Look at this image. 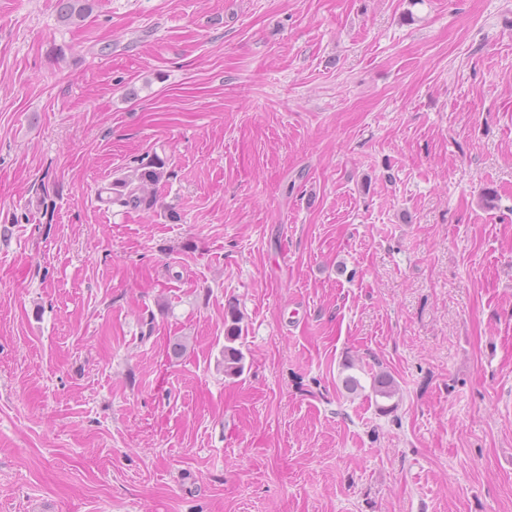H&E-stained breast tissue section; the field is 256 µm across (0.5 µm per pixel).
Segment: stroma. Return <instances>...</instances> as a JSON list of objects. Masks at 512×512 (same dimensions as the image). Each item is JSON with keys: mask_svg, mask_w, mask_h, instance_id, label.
<instances>
[{"mask_svg": "<svg viewBox=\"0 0 512 512\" xmlns=\"http://www.w3.org/2000/svg\"><path fill=\"white\" fill-rule=\"evenodd\" d=\"M0 512H512V0H0ZM88 1L57 0L60 21L67 25L82 21L90 8ZM165 162L159 157L140 164L132 174L116 178L105 188L106 202L133 210H151L156 205V186L164 176ZM230 314L231 324H227L228 316L225 320V334H224V374L228 377L239 376L243 370V355L239 348L233 344L237 341L241 334L240 316L234 310L228 312Z\"/></svg>", "mask_w": 512, "mask_h": 512, "instance_id": "35a3bbf8", "label": "stroma"}]
</instances>
